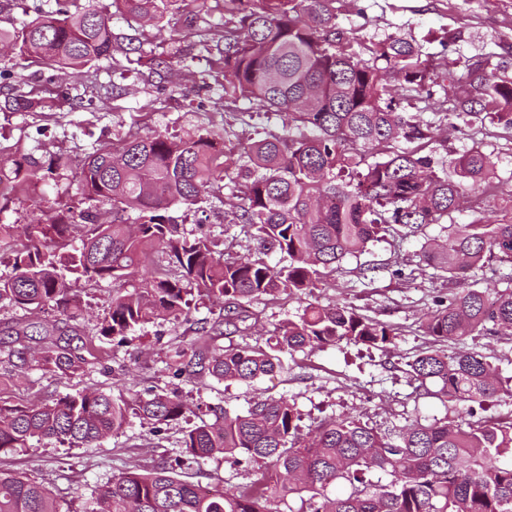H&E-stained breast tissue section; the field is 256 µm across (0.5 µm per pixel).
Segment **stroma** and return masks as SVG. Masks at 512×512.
Segmentation results:
<instances>
[{"mask_svg":"<svg viewBox=\"0 0 512 512\" xmlns=\"http://www.w3.org/2000/svg\"><path fill=\"white\" fill-rule=\"evenodd\" d=\"M197 15L169 10L161 21V52L179 48L171 71L158 76L148 67L128 63L122 48L110 58L89 64L64 79L72 98L91 101V108L61 106L36 112H0V149H22L45 159H68L67 168L52 181L47 195L29 200L19 197L0 210V224H34L52 214L56 202L76 197L80 163L104 142H114L130 133L155 132L184 136L198 131L222 139L225 148L247 143L254 124L283 133L287 118L270 114L262 121L250 116L252 105L224 96L223 74L211 71L208 53L197 45L196 32L208 31L210 43L224 41L222 0H199ZM340 22L359 41L375 42L390 34L414 39L437 51V38L448 37V59H489L501 74L512 76V0H345ZM11 67L14 79L0 83V99L30 91L43 84L49 67L27 62L14 54L0 60ZM114 81L112 95L98 86ZM479 145L496 163V176L504 189H512V134L491 129L489 134H471L461 126L439 132L430 144L437 157ZM232 194L222 189L207 197L200 208H174L173 217L190 237H208L215 251L258 257L256 241L246 229L224 228V212ZM418 240L389 233L358 256L347 257L313 299L321 304L347 303L361 313L387 322L395 337L387 351L341 343L321 350L284 355V371L253 382L227 383L203 376L192 381L172 377L163 369L170 348L178 343L205 341L213 348L261 346L282 320L296 315L303 302L281 296L257 303L262 317L245 335H202L203 322L217 318L218 305L204 296H194L185 321H154L137 327L119 345L110 340L97 344V363L83 376L65 378L37 367L17 368L0 378V400L14 404L46 402L83 389H98L127 397L159 392L179 394L190 405H221L242 412L257 396L287 397L301 413L300 428L309 430L328 417H356L381 432H392L413 420L454 416V403L415 392L409 382L407 361L430 346L432 339L422 328V316L435 296H447L448 282L431 278L420 265ZM373 264V282L361 285L360 266ZM403 277H394L395 269ZM463 345L491 358L502 380L512 379V338L485 335L465 338ZM185 428L178 422L151 434L148 426L132 420L125 432L108 437L94 448H67L51 441L33 447L0 453V469L45 483L74 512H85L93 491L112 475L128 468L150 469L165 463L174 476L203 487L223 483L235 491L248 482L243 465L224 459L189 468L177 460Z\"/></svg>","mask_w":512,"mask_h":512,"instance_id":"obj_1","label":"stroma"}]
</instances>
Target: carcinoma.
<instances>
[{
    "instance_id": "carcinoma-1",
    "label": "carcinoma",
    "mask_w": 512,
    "mask_h": 512,
    "mask_svg": "<svg viewBox=\"0 0 512 512\" xmlns=\"http://www.w3.org/2000/svg\"><path fill=\"white\" fill-rule=\"evenodd\" d=\"M172 0H54L44 11L10 29L0 46L56 71L50 96L17 95L0 110L31 111L70 101L59 79L70 69L112 56V16L160 21ZM340 0H224V48L212 65L224 73V94L256 103V115L285 113L288 130L278 135L254 128L239 155L209 133L188 137L131 133L85 156L79 198L58 202L44 223L0 224V239L19 238L13 274L0 278V307L18 306L51 321L0 330L7 356L0 370L27 361L36 343L37 366L73 377L90 364L95 340H126L144 323L188 319L192 290L222 305L230 334L245 333L261 312L250 305L282 294L309 296L323 274L348 255L398 225L403 237L425 235L431 224L441 242L421 243L422 265L446 275L456 290L423 314L434 342L469 335L512 333V190L495 224L455 220L494 188L496 163L473 146L448 160L427 150L435 131L455 118L483 131L485 122L512 131V78L489 74L479 60L460 78L451 64L436 62L412 39L390 35L355 49L352 30L338 21ZM151 39L127 37L136 62L148 59L161 72L169 56L144 50ZM431 112L433 119L421 118ZM66 166L45 164L16 150L0 154V187L24 190L30 175L48 177ZM237 169L239 202L230 204L224 231L240 224L265 252L284 265L216 254L206 238L179 233L170 215L216 192ZM112 210L99 218L98 206ZM81 221L82 246L69 250ZM153 252L166 256L165 270L138 286L112 294L108 311L88 332L75 290L84 280L123 281ZM498 263L502 289L493 294L469 282L470 273ZM394 329L342 303H307L277 324L266 347L222 351L194 344L170 350L165 370L175 377L209 375L249 383L282 369L281 354L334 347L342 342L385 351ZM21 347H16V344ZM415 389L438 385L449 402L468 406L453 418L415 421L381 433L351 417L327 418L300 433L301 414L285 397H256L244 412L207 407L206 419L187 427L181 454L187 465L218 455L259 466L260 477L243 490L196 486L164 465L144 473L128 469L94 492L91 512H279L298 500L297 512H512V419H473L471 404L512 397L481 354L431 346L407 362ZM190 409L174 393L126 398L78 391L48 403H0V453L49 439L62 446L93 447L124 432L138 418L159 433ZM389 477L375 482L371 475ZM0 512H72L41 482L0 470Z\"/></svg>"
}]
</instances>
